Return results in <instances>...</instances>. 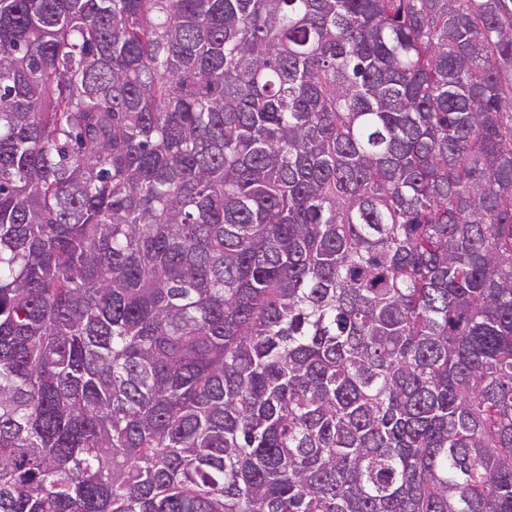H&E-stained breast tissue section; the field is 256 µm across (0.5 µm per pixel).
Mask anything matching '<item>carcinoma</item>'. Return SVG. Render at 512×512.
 Masks as SVG:
<instances>
[{"mask_svg": "<svg viewBox=\"0 0 512 512\" xmlns=\"http://www.w3.org/2000/svg\"><path fill=\"white\" fill-rule=\"evenodd\" d=\"M0 512H512V0H0Z\"/></svg>", "mask_w": 512, "mask_h": 512, "instance_id": "carcinoma-1", "label": "carcinoma"}]
</instances>
